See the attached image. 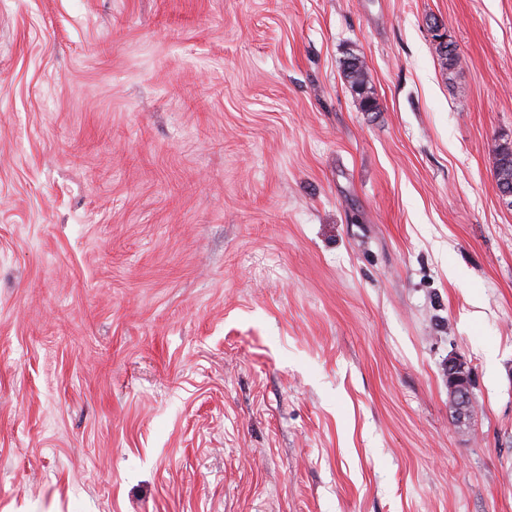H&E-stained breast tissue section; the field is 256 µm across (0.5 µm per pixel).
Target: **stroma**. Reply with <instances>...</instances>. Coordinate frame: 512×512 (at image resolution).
Returning <instances> with one entry per match:
<instances>
[{"instance_id": "35a3bbf8", "label": "stroma", "mask_w": 512, "mask_h": 512, "mask_svg": "<svg viewBox=\"0 0 512 512\" xmlns=\"http://www.w3.org/2000/svg\"><path fill=\"white\" fill-rule=\"evenodd\" d=\"M503 143L512 0H0V512H512ZM344 74L351 88L359 97V105L364 112L376 110V100L372 96L370 88L367 87L368 76L366 69L358 58L353 57L345 64ZM473 376L470 367L461 359L448 361V397L449 406L453 411L454 426H462L471 410H474L472 395Z\"/></svg>"}]
</instances>
